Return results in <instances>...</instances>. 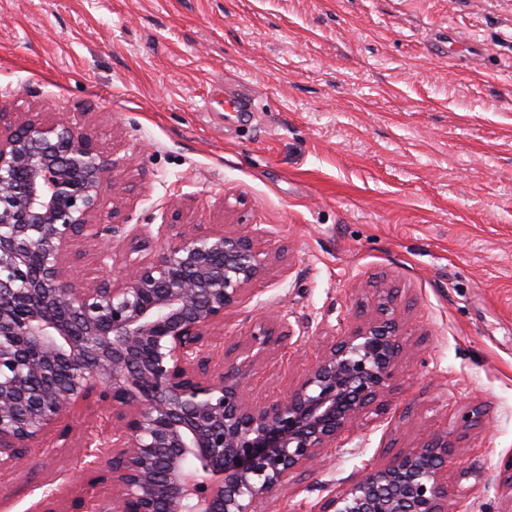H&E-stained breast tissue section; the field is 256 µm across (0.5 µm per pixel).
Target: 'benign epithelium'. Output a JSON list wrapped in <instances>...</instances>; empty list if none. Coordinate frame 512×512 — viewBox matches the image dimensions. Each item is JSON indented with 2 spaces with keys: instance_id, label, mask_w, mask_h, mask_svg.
<instances>
[{
  "instance_id": "benign-epithelium-1",
  "label": "benign epithelium",
  "mask_w": 512,
  "mask_h": 512,
  "mask_svg": "<svg viewBox=\"0 0 512 512\" xmlns=\"http://www.w3.org/2000/svg\"><path fill=\"white\" fill-rule=\"evenodd\" d=\"M119 161L62 118L0 132V469L96 397L117 408L118 495L93 512H258L296 471L363 420L392 388L405 351L394 297L383 317L337 337L300 382L255 406L241 380L288 337L266 323L245 358L217 378L198 368L224 313L272 265L247 232L161 224L136 238L129 273L71 281ZM448 434L369 469L323 512H448Z\"/></svg>"
}]
</instances>
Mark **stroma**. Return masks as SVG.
I'll use <instances>...</instances> for the list:
<instances>
[{
    "instance_id": "stroma-1",
    "label": "stroma",
    "mask_w": 512,
    "mask_h": 512,
    "mask_svg": "<svg viewBox=\"0 0 512 512\" xmlns=\"http://www.w3.org/2000/svg\"><path fill=\"white\" fill-rule=\"evenodd\" d=\"M242 93L253 111L226 120ZM0 112L64 117L127 161L97 217L109 265L79 243L73 281L124 273L130 229L166 212L257 236L272 269L207 352L218 375L264 312L287 318L243 380L253 404L394 292L406 356L384 410L259 512H321L440 432L467 512H512V0H0ZM93 448L112 455L111 408L67 410L0 473V512L111 495Z\"/></svg>"
}]
</instances>
